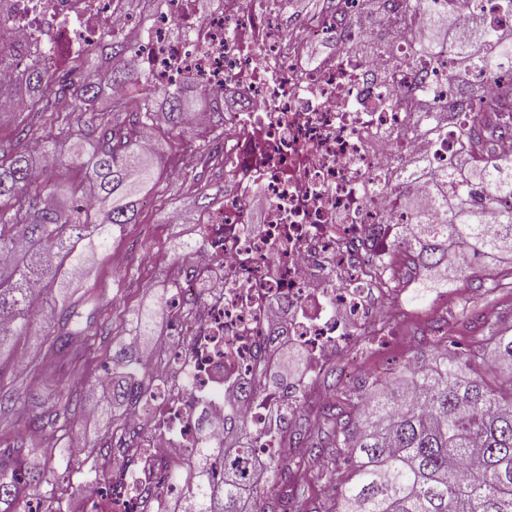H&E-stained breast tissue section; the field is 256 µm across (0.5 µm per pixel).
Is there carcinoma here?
I'll return each instance as SVG.
<instances>
[{"instance_id": "carcinoma-1", "label": "carcinoma", "mask_w": 512, "mask_h": 512, "mask_svg": "<svg viewBox=\"0 0 512 512\" xmlns=\"http://www.w3.org/2000/svg\"><path fill=\"white\" fill-rule=\"evenodd\" d=\"M396 1L400 19L425 18L431 35L426 44L435 46L448 25V14L436 9V0H380L385 9ZM453 37L458 69L471 72L473 79L448 95L446 114L469 127L471 165L422 169L431 180L440 218L401 225L409 263L421 271L410 295L414 302L451 283L441 273L448 266V250L460 253L452 265L457 274L464 273L470 252H512V160L486 158L483 137L512 123V37L504 38L482 21ZM130 52L128 42L112 38L61 76L32 61L14 82L0 84V98L14 99L15 111L43 114V153L54 156L59 140L68 143L71 161L84 171L79 193L93 199L89 206L70 207L62 200L71 190L61 184L43 194L32 179L34 160L26 150L0 149V266L8 267L6 274L0 270V352L13 337L31 330L38 290H55L59 296L58 327L47 337L48 350L78 352L84 330L72 327L69 277L84 272L95 255L106 251L115 229L135 222L138 202L155 181L152 154L139 144L140 129L154 126L155 113L141 93L137 68L108 71L110 85L127 87L111 108L121 120L101 116L96 105L97 59ZM490 79L501 82L494 99L484 91ZM163 104L168 121L188 135H195V128L187 116L196 112H209L217 128L224 125V113L203 95L169 92ZM73 105L85 130L76 139L63 136V113ZM480 201L502 206L500 223H482ZM157 313H136V335L152 332ZM417 363L416 373L406 370L391 383L371 382L350 411L328 409L336 428L328 438L309 442L310 452L317 457L331 448L349 470L334 497L316 505L298 501L293 512H512V332L493 334L465 358L433 352ZM489 373L500 386L488 384ZM144 388L131 379L114 383L112 402L132 405ZM233 430L242 435L238 447L201 449L203 459L185 481L190 495L185 512H247L249 502L258 498L265 500L263 512H277L279 503L256 483L249 464L253 434L243 423ZM21 460L28 464V485L48 495L67 477L49 448L24 441L0 448V503L16 494L7 467Z\"/></svg>"}]
</instances>
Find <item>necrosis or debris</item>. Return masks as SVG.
Returning <instances> with one entry per match:
<instances>
[{"mask_svg":"<svg viewBox=\"0 0 512 512\" xmlns=\"http://www.w3.org/2000/svg\"><path fill=\"white\" fill-rule=\"evenodd\" d=\"M0 18V47L12 55L0 62V83L14 80L17 60L54 67L102 35L136 29L134 56L109 65L137 67L152 94L188 85L223 102L228 89L239 92L224 108L232 179L223 204L199 219L169 296L177 316L156 355L161 368L126 418L141 451L124 488L95 475L82 484V512H171L185 492L161 475L194 466L201 426L219 443L234 423L248 424L254 463L277 459L269 419L281 393H247L277 369L272 331L316 370L386 322L380 281L399 225L420 220L406 205L428 189L420 165H441L468 144L455 122L442 137L420 131L422 115L409 109L416 81L441 96L462 84L447 68L455 44L390 76L383 58L361 52L381 37L406 51L401 22L384 10L342 27L330 12L292 15L289 0H156L144 18L126 0H0ZM315 43L323 50L313 56Z\"/></svg>","mask_w":512,"mask_h":512,"instance_id":"4bbe7bcc","label":"necrosis or debris"}]
</instances>
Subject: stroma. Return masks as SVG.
I'll return each instance as SVG.
<instances>
[{"label":"stroma","mask_w":512,"mask_h":512,"mask_svg":"<svg viewBox=\"0 0 512 512\" xmlns=\"http://www.w3.org/2000/svg\"><path fill=\"white\" fill-rule=\"evenodd\" d=\"M154 135L158 173L153 189L140 201L135 223L118 229L109 251L95 258L83 277L71 284L79 316L96 308L102 311L97 327L86 331L88 352L56 356L39 350L43 336L53 332L42 318L29 335L16 337L11 353L0 355V393L17 398L9 411L0 414L1 443L24 437L26 419L41 412L46 401L69 394L71 381L90 382L107 371L122 376L113 359L129 334L131 313L159 302L175 277L180 264L175 246L195 241L201 202L214 206L224 199L228 173L223 162L205 161L199 140L163 122L156 125ZM173 208L181 212L180 223L164 220ZM489 267L500 276L511 273L512 254L472 259L470 270L456 278L453 288L433 292L422 304H409L406 289L394 290L385 333L359 337L350 347L355 363L339 358L309 374L305 402L293 420L294 427L330 433L334 422L324 415L326 403L359 394L366 381L392 377L405 360L432 348L461 351L492 330L511 327L512 289L490 290L485 279ZM19 354L26 355L28 361L21 373L14 366ZM55 437L57 448L93 446L97 452L87 460L71 459L70 480L56 489L54 507L77 508L71 486L82 481L87 464L112 472L125 471L128 466L127 453L103 418L91 420L76 413ZM288 468V481L276 485L279 499L291 500L320 488L325 470L322 462H308L292 454Z\"/></svg>","instance_id":"1"}]
</instances>
